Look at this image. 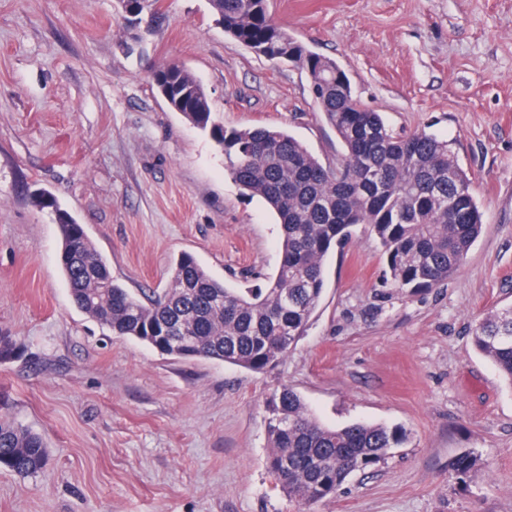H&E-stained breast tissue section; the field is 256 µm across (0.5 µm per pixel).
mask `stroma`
<instances>
[{
	"mask_svg": "<svg viewBox=\"0 0 512 512\" xmlns=\"http://www.w3.org/2000/svg\"><path fill=\"white\" fill-rule=\"evenodd\" d=\"M129 25L120 0H0V406L40 433L46 467L0 470V512H296L266 461L265 399L286 384L327 425L406 432L385 464L314 512H512V388L471 327L512 303V0H270L277 23L336 60L396 133L446 139L485 228L439 287L383 282L357 229L328 257L304 335L273 368L159 354L72 302L51 196L131 293L160 291L181 253L232 285L280 262V228L224 173V155L149 75L175 60L228 129H287L322 161L342 147L306 74L225 36L207 0H159ZM480 457L466 482L461 453ZM479 465L478 456L472 452H464L457 456L448 469V478L464 480L477 471Z\"/></svg>",
	"mask_w": 512,
	"mask_h": 512,
	"instance_id": "stroma-1",
	"label": "stroma"
}]
</instances>
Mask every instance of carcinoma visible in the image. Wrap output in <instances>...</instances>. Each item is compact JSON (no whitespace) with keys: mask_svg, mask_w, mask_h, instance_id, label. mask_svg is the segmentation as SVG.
Masks as SVG:
<instances>
[{"mask_svg":"<svg viewBox=\"0 0 512 512\" xmlns=\"http://www.w3.org/2000/svg\"><path fill=\"white\" fill-rule=\"evenodd\" d=\"M224 34L271 61L306 72L312 99L335 130L342 152L324 163L285 129L226 130L213 118L201 82L169 61L151 77L169 108L209 131L224 152V170L248 196L261 198L281 225L277 272L258 288H232L195 257L177 259L168 288L146 305L112 278L84 225L58 211L59 263L74 305L115 336L136 338L163 355L219 359L252 371L275 365L303 336L320 305L324 263L352 229L377 239L390 286L412 293L436 288L464 264L482 233L472 180L448 141L433 133H395L355 96L346 73L280 27L269 0H208ZM475 349L512 386V305L493 310L471 331ZM23 355L0 333V363ZM275 488L297 512L336 494L355 472L385 462L405 432L354 421L325 425L304 398L284 384L266 401ZM48 445L37 432L0 413V468L25 477L41 471ZM464 452L448 469L462 480L477 471Z\"/></svg>","mask_w":512,"mask_h":512,"instance_id":"1","label":"carcinoma"}]
</instances>
